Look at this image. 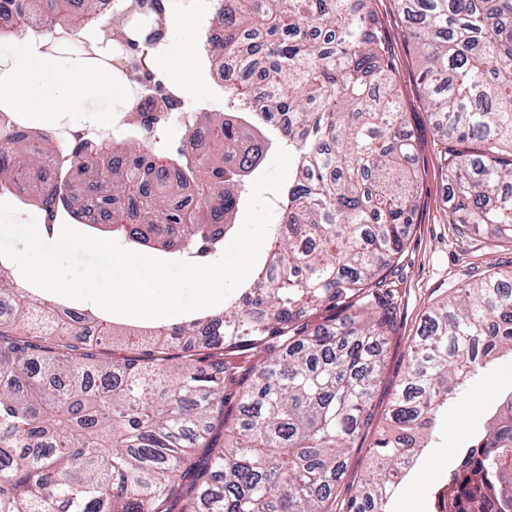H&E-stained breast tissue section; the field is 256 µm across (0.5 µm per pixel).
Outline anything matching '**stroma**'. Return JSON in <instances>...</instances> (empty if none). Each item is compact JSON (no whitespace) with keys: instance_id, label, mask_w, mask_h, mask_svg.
<instances>
[{"instance_id":"obj_1","label":"stroma","mask_w":512,"mask_h":512,"mask_svg":"<svg viewBox=\"0 0 512 512\" xmlns=\"http://www.w3.org/2000/svg\"><path fill=\"white\" fill-rule=\"evenodd\" d=\"M389 50L395 90L415 142L417 210L401 253L389 266L381 290L392 304L394 330L384 348L373 397L371 434L359 438L336 492L335 512L346 503L370 469L374 432L386 428L388 402L403 374L408 348L433 305L447 299L462 283L512 269V238L498 237L454 223L448 211L444 145L435 131L419 80L417 52L409 38V22L397 0H372ZM512 392V357H503L475 376L448 405L430 448L424 449L387 512H430V490L455 463V451L469 447L497 406Z\"/></svg>"}]
</instances>
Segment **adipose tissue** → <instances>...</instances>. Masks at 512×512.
<instances>
[{"label":"adipose tissue","mask_w":512,"mask_h":512,"mask_svg":"<svg viewBox=\"0 0 512 512\" xmlns=\"http://www.w3.org/2000/svg\"><path fill=\"white\" fill-rule=\"evenodd\" d=\"M90 97L122 101L126 90L108 72L63 54H48L35 41L0 52V100L24 112L31 123L57 117L70 129H84L83 102Z\"/></svg>","instance_id":"1"}]
</instances>
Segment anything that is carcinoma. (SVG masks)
<instances>
[{"label":"carcinoma","mask_w":512,"mask_h":512,"mask_svg":"<svg viewBox=\"0 0 512 512\" xmlns=\"http://www.w3.org/2000/svg\"><path fill=\"white\" fill-rule=\"evenodd\" d=\"M398 5L443 140L454 223L512 237V0ZM137 8L112 14V34L149 48L161 18L139 26ZM101 16L102 0H0V32L12 36ZM210 22L224 28L205 56L224 75V110L198 107L177 147L165 113L134 103L121 134L80 144L65 168L50 135L0 128V194L17 187L58 217L60 205L85 224L94 213L131 243L197 259L222 250L260 166L244 115L295 162L258 277L219 314L147 331L140 357L101 359L94 337L131 331L93 313L63 321L54 299L0 265V512H332L372 421L393 331L376 287L414 223L417 181L380 19L368 0H224ZM321 308L331 317L313 332ZM200 345L215 353L194 357ZM240 350L254 363L237 383L224 353ZM504 352L512 271L464 283L430 311L388 410L393 433L374 440L347 512H384L441 409ZM477 439L479 467L503 486L496 512H512V393Z\"/></svg>","instance_id":"carcinoma-1"}]
</instances>
